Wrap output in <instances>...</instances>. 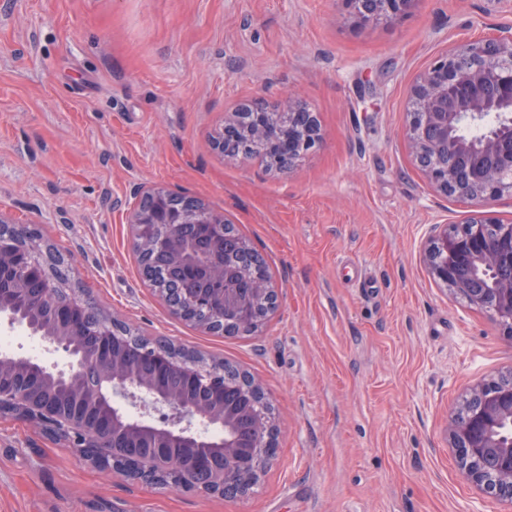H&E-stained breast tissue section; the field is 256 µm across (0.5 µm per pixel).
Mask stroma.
<instances>
[{
	"label": "stroma",
	"mask_w": 512,
	"mask_h": 512,
	"mask_svg": "<svg viewBox=\"0 0 512 512\" xmlns=\"http://www.w3.org/2000/svg\"><path fill=\"white\" fill-rule=\"evenodd\" d=\"M512 26V0H416L365 28L341 0H0V215L35 225L103 314L240 366L276 420L253 493L157 490L0 419V512H503L447 438L512 339L437 285L438 224L512 221L435 191L404 138L407 95L446 49ZM296 91L320 144L289 173L211 147L227 112ZM223 214L280 306L250 336L172 315L130 245L137 187Z\"/></svg>",
	"instance_id": "1"
}]
</instances>
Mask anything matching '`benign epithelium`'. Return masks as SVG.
I'll return each instance as SVG.
<instances>
[{
    "label": "benign epithelium",
    "instance_id": "1",
    "mask_svg": "<svg viewBox=\"0 0 512 512\" xmlns=\"http://www.w3.org/2000/svg\"><path fill=\"white\" fill-rule=\"evenodd\" d=\"M366 26L407 13L416 0H342ZM279 111L287 126L271 125L269 112L244 104L224 120L212 141L223 154L235 151L241 135L261 140L269 169L286 172L318 144L317 117L297 97L283 92ZM406 132L413 158L432 187L444 194L483 204L512 191V27L496 38L449 50L417 78L409 92ZM484 128L475 137L469 128ZM215 228L207 247L198 246V224ZM131 247L139 259L155 261L184 277L174 293L185 309L217 313L226 336L258 330L256 301L269 310L278 295L267 281L240 279L255 254L240 234H224V216L197 199L176 204L165 189L151 187L129 215ZM157 224L155 243L142 236V225ZM430 277L470 306L488 313L512 337V222L492 218L444 224L424 249ZM28 294L49 307L36 326L15 312L17 295ZM0 320L25 328L67 358L66 366L16 370L22 355L0 356V418L13 417L37 426L63 442L91 466L127 478L174 475L172 487H185L174 460L192 475L193 486L224 495L238 486L250 493L275 457L276 425L265 413L268 403L252 377L224 388L223 373L188 361L178 348L156 344L144 353L117 344L125 324L91 309L74 291L71 267L23 225L0 246ZM82 376L87 385L63 406L50 393L51 380ZM176 377L180 385L167 386ZM210 397L198 401L201 390ZM512 371L468 388L448 418V442L458 453L465 479L491 497L512 505Z\"/></svg>",
    "mask_w": 512,
    "mask_h": 512
}]
</instances>
